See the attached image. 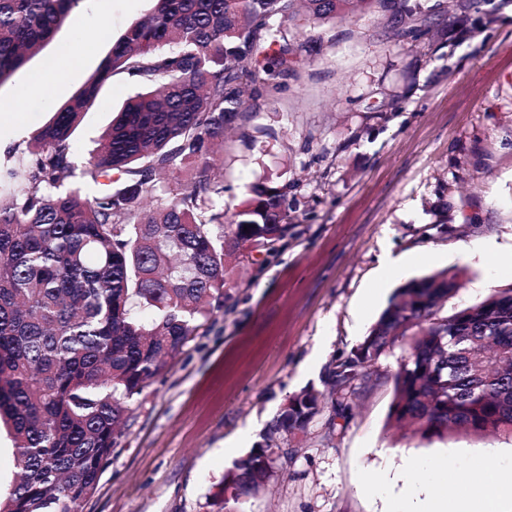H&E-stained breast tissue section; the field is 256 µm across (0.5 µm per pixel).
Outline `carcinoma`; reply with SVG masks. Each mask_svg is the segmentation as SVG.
<instances>
[{
	"label": "carcinoma",
	"mask_w": 512,
	"mask_h": 512,
	"mask_svg": "<svg viewBox=\"0 0 512 512\" xmlns=\"http://www.w3.org/2000/svg\"><path fill=\"white\" fill-rule=\"evenodd\" d=\"M78 0H0V84L49 44ZM34 143L0 166V423L15 477L0 512H83L121 436L124 402L167 371L214 311L226 272L288 237V184H255L224 220L211 152L252 99L296 73L306 26L392 8L416 22L428 0H153ZM143 90L80 168L70 137L106 82ZM178 185L167 190V181ZM84 185L97 187L93 195ZM465 276L446 268L399 287L378 321L325 367L323 389L288 396L217 494L225 512L288 471L261 458L327 406L381 383L397 347L391 425L406 438L512 434V286L444 311Z\"/></svg>",
	"instance_id": "obj_1"
}]
</instances>
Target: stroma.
<instances>
[{
    "label": "stroma",
    "instance_id": "obj_1",
    "mask_svg": "<svg viewBox=\"0 0 512 512\" xmlns=\"http://www.w3.org/2000/svg\"><path fill=\"white\" fill-rule=\"evenodd\" d=\"M417 40L390 12L308 28L296 75L251 103L224 135V209L251 185L289 183L299 205L275 257L238 265L214 312L170 369L128 405L122 434L83 512H218L233 462L262 442L285 399L320 386L400 285L462 267L448 308L512 286V0H429ZM153 0H78L53 40L4 83L21 104L27 145L97 71ZM81 65L48 95L32 89L75 44ZM139 90L118 75L70 139L77 164ZM408 269L384 276V253ZM393 384L357 395L288 439L286 473L244 512H383L379 469L407 459L448 463L447 494L483 481V460L512 456V435L401 439L388 425Z\"/></svg>",
    "mask_w": 512,
    "mask_h": 512
}]
</instances>
